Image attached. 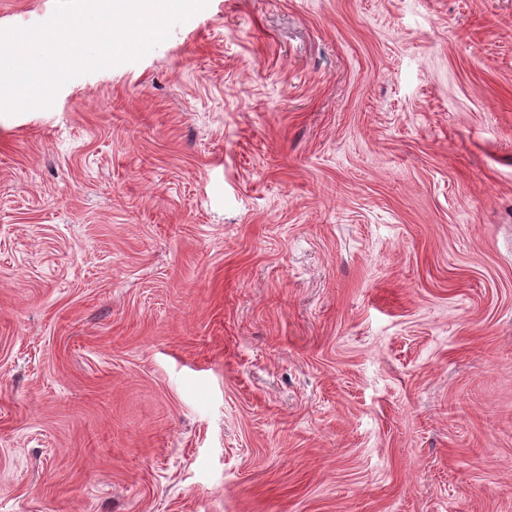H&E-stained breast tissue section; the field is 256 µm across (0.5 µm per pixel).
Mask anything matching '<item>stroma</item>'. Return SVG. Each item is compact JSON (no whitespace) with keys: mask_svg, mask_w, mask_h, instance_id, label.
<instances>
[{"mask_svg":"<svg viewBox=\"0 0 512 512\" xmlns=\"http://www.w3.org/2000/svg\"><path fill=\"white\" fill-rule=\"evenodd\" d=\"M0 512H512V0H208L0 114Z\"/></svg>","mask_w":512,"mask_h":512,"instance_id":"1","label":"stroma"}]
</instances>
